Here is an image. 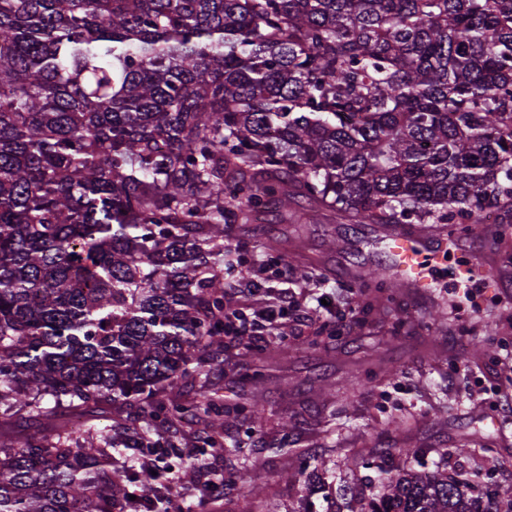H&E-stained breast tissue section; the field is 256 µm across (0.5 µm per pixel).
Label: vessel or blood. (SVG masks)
<instances>
[{"mask_svg":"<svg viewBox=\"0 0 512 512\" xmlns=\"http://www.w3.org/2000/svg\"><path fill=\"white\" fill-rule=\"evenodd\" d=\"M384 240L394 281L415 296L428 295L435 283L430 270L450 249L446 232L439 228L419 231L392 227Z\"/></svg>","mask_w":512,"mask_h":512,"instance_id":"obj_1","label":"vessel or blood"}]
</instances>
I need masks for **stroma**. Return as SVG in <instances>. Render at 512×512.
<instances>
[{"instance_id":"1","label":"stroma","mask_w":512,"mask_h":512,"mask_svg":"<svg viewBox=\"0 0 512 512\" xmlns=\"http://www.w3.org/2000/svg\"><path fill=\"white\" fill-rule=\"evenodd\" d=\"M283 227V222L268 212L258 223L232 225L230 241L248 245L247 275L264 285L257 295L234 298L235 308L249 314L284 292L299 302L300 316L289 319L293 335L288 339L287 355L264 358L261 348L269 342L265 336L257 339L256 350L250 352L238 340L229 338L223 353L211 361L206 376L214 398L220 401L254 391L262 393L266 406L262 430L240 423L227 427L223 437L225 446H240L244 455L263 469L266 492L274 499L277 512H296L306 496L312 499L313 512H332L338 482H330L311 496L303 484L280 480V473L312 466L317 457L332 471L342 458L371 455V446L390 441L389 428L395 420L411 424V431L400 435L399 442L417 449L428 470L439 461L441 451L463 443L485 444L502 456H512V325L499 323L497 316L501 305H512V235L496 255L486 241L458 236L447 259L449 268L476 258L494 260L496 266L507 271L504 288H496L481 273L459 285L442 272L434 295H406L396 307L395 316H408L418 323L427 321L430 310L438 306L447 309L450 323L460 327L479 318L488 322L495 332L493 354L478 359L470 355L473 338L469 335L441 337L438 354H420L412 342L393 339L395 316L375 318L362 332L353 331V318L347 309L354 305L358 288L350 282L348 273L358 264L372 265L385 259L383 231L378 225L342 220L311 225L308 252L322 261L324 276L318 284L307 287L291 283L283 265L272 264L263 246L268 234ZM333 238L345 240L344 251L327 249V241ZM324 295L334 298L335 307H321L319 299ZM327 322L337 327L329 353L310 345L319 327ZM369 346L377 347L394 365V373L349 392L347 412L332 415L328 399L317 394L319 387L354 372L364 348ZM256 368L263 377L255 386L246 376ZM285 417L295 424L293 438L303 456L268 460L265 448L280 438ZM371 457L372 467L361 463L355 466L356 481L377 480L382 458ZM170 498L178 505L210 498L217 512H238L240 505L237 489L220 485L206 488L198 481L178 485Z\"/></svg>"}]
</instances>
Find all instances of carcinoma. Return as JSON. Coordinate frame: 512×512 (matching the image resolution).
Here are the masks:
<instances>
[{
	"label": "carcinoma",
	"mask_w": 512,
	"mask_h": 512,
	"mask_svg": "<svg viewBox=\"0 0 512 512\" xmlns=\"http://www.w3.org/2000/svg\"><path fill=\"white\" fill-rule=\"evenodd\" d=\"M272 207L293 263L301 227L512 224V0H0V512H154L169 468L139 423L203 421L207 443L263 423L257 399L218 402L194 384L224 350L230 224ZM358 304L387 310V272L351 273ZM473 356L492 349L488 329ZM365 380L390 370L370 349ZM111 405L77 434L58 411ZM291 422L266 448L296 453ZM431 471L386 450L376 494L336 512H512V487ZM240 512H271L263 485Z\"/></svg>",
	"instance_id": "carcinoma-1"
}]
</instances>
